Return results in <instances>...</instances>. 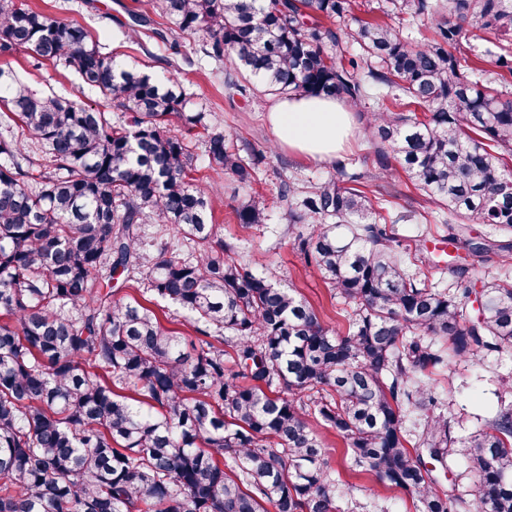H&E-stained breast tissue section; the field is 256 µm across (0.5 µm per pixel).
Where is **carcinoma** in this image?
<instances>
[{
	"instance_id": "1",
	"label": "carcinoma",
	"mask_w": 512,
	"mask_h": 512,
	"mask_svg": "<svg viewBox=\"0 0 512 512\" xmlns=\"http://www.w3.org/2000/svg\"><path fill=\"white\" fill-rule=\"evenodd\" d=\"M159 17L203 32L201 52L275 95L333 97L366 113L386 175L404 173L457 224L512 233V0H154ZM182 64L179 44L125 8ZM433 37L413 36L416 20ZM511 48L495 69L456 54L475 31ZM22 51L73 71L117 109L38 95L0 69V101L31 144L0 136V512H340L312 416L343 440L355 470L416 502V512H512V404L463 441L468 495L437 489L458 439L434 413L433 376L512 350V271L474 289L448 262L452 292L410 274L372 200L330 180L299 198L290 221L306 262L346 305L334 330L286 283L238 258L212 223L214 191L172 117L201 127L207 168L251 182L205 114L184 111L175 77L119 64L88 33L18 0H0V56ZM424 109V118L416 115ZM239 224L268 223L258 196L232 206ZM183 235L190 258L144 245L142 226ZM144 280L182 311L191 351L156 314L119 292ZM127 389L134 396L120 395ZM423 427H405L408 412Z\"/></svg>"
}]
</instances>
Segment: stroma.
Listing matches in <instances>:
<instances>
[{"mask_svg": "<svg viewBox=\"0 0 512 512\" xmlns=\"http://www.w3.org/2000/svg\"><path fill=\"white\" fill-rule=\"evenodd\" d=\"M32 9L65 18L87 28L103 53L119 52L128 66L147 72L158 79L177 76L187 93L186 109L203 111L210 122L221 125L235 143L249 145L260 156L250 184L241 186L240 197L257 193L263 196L270 220L266 227L246 229L238 224L230 206L215 211L216 223L222 224L225 239L236 241L239 256L244 261L263 264L274 279L292 284L298 297L317 308L333 328L344 331L348 322L342 314L340 300L331 297L325 284L308 268L294 238L297 233L310 232V225L289 222L288 203L282 197L284 183H296L298 188L337 178L335 163L318 162L298 157L288 150L275 147L268 128L266 114L274 100L259 83L250 81L241 94L224 90V68L205 58L201 52L202 36L182 33L178 36L180 50L201 64L200 69L175 71L168 63L170 52L163 43L141 47L139 40L127 38L113 45L112 34L117 18L132 0H25ZM0 68L29 83L38 94L76 100L107 112L114 124H124L128 115L107 102L99 91L84 85L72 71L45 62L32 64L23 53L0 57ZM348 172L361 176L360 188L371 192L379 184V171L373 152L363 138L362 128H355L346 144L341 161ZM380 215L391 224L393 246L400 252L408 273L419 270L412 248L416 239L425 238L433 260H445L448 233L447 211L438 210L406 180L398 177L388 193L379 195ZM436 408L447 418L455 436L463 439L475 432L478 418L494 414L498 401L512 403V352L493 354L475 365L460 368L458 373L441 381L436 390ZM321 435L329 453L334 475L340 482L352 485L348 501L350 512H414L411 497L395 489L385 488L372 477L355 472L342 440L330 429Z\"/></svg>", "mask_w": 512, "mask_h": 512, "instance_id": "obj_1", "label": "stroma"}]
</instances>
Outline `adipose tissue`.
Masks as SVG:
<instances>
[{
	"mask_svg": "<svg viewBox=\"0 0 512 512\" xmlns=\"http://www.w3.org/2000/svg\"><path fill=\"white\" fill-rule=\"evenodd\" d=\"M276 145L316 161L335 159L352 129L344 104L324 96H283L267 113Z\"/></svg>",
	"mask_w": 512,
	"mask_h": 512,
	"instance_id": "adipose-tissue-1",
	"label": "adipose tissue"
}]
</instances>
